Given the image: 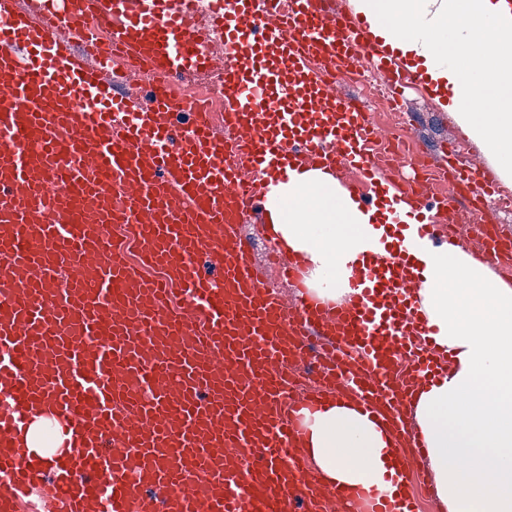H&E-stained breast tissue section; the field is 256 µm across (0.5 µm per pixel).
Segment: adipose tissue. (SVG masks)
<instances>
[{
    "mask_svg": "<svg viewBox=\"0 0 512 512\" xmlns=\"http://www.w3.org/2000/svg\"><path fill=\"white\" fill-rule=\"evenodd\" d=\"M386 44L424 58L433 79L458 91L462 130L502 176L512 175V39L507 0H351ZM273 242L311 265L310 291L343 295L353 257L386 227H372L335 178L307 171L267 201ZM419 300L435 341L452 354L448 374L416 396V427L445 512H512V286L459 247L419 248ZM302 446L328 484H383L391 446L383 424L350 402L325 400L306 414Z\"/></svg>",
    "mask_w": 512,
    "mask_h": 512,
    "instance_id": "obj_1",
    "label": "adipose tissue"
}]
</instances>
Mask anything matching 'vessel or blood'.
<instances>
[{
	"instance_id": "1",
	"label": "vessel or blood",
	"mask_w": 512,
	"mask_h": 512,
	"mask_svg": "<svg viewBox=\"0 0 512 512\" xmlns=\"http://www.w3.org/2000/svg\"><path fill=\"white\" fill-rule=\"evenodd\" d=\"M0 0V512L47 487L49 512H420L414 495L323 485L305 412L353 399L386 417L406 467L415 386L448 363L410 290L417 240L495 196L448 164L453 196L376 164L383 131L333 81L362 56L406 79L360 15L325 0ZM219 77L223 111L177 77ZM353 169L344 191L382 247L357 255L345 301L288 304L239 233L293 172ZM412 200L411 208L400 199ZM125 225L138 264L104 233ZM415 227V237L405 231ZM474 258L512 265L483 221ZM160 267L154 280L142 270ZM318 382L299 391L297 369ZM53 421L38 454L24 434Z\"/></svg>"
}]
</instances>
